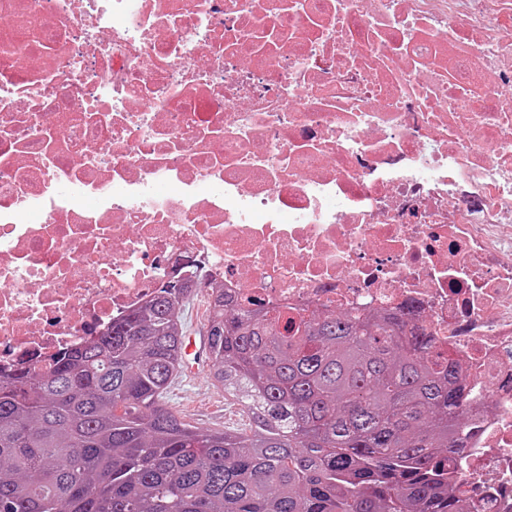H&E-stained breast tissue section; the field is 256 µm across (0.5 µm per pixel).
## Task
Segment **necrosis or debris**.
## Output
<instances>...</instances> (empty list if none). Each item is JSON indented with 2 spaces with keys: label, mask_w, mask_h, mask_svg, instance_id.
<instances>
[{
  "label": "necrosis or debris",
  "mask_w": 512,
  "mask_h": 512,
  "mask_svg": "<svg viewBox=\"0 0 512 512\" xmlns=\"http://www.w3.org/2000/svg\"><path fill=\"white\" fill-rule=\"evenodd\" d=\"M0 367L162 284L411 310L512 512V0H0Z\"/></svg>",
  "instance_id": "obj_1"
}]
</instances>
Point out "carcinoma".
Listing matches in <instances>:
<instances>
[{
    "mask_svg": "<svg viewBox=\"0 0 512 512\" xmlns=\"http://www.w3.org/2000/svg\"><path fill=\"white\" fill-rule=\"evenodd\" d=\"M210 290L209 378L247 429L164 407L189 297L169 281L103 335L0 374V512H467L466 385L411 311L288 317Z\"/></svg>",
    "mask_w": 512,
    "mask_h": 512,
    "instance_id": "cac0c4a2",
    "label": "carcinoma"
}]
</instances>
